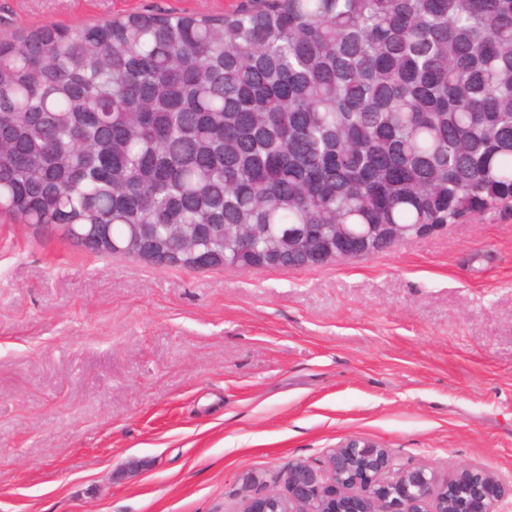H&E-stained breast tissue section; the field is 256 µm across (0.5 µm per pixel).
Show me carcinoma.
<instances>
[{
  "instance_id": "carcinoma-1",
  "label": "carcinoma",
  "mask_w": 512,
  "mask_h": 512,
  "mask_svg": "<svg viewBox=\"0 0 512 512\" xmlns=\"http://www.w3.org/2000/svg\"><path fill=\"white\" fill-rule=\"evenodd\" d=\"M505 203L512 0H249L0 39V213L102 255L303 263L287 235L352 224L378 249Z\"/></svg>"
}]
</instances>
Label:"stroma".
<instances>
[{
	"instance_id": "1",
	"label": "stroma",
	"mask_w": 512,
	"mask_h": 512,
	"mask_svg": "<svg viewBox=\"0 0 512 512\" xmlns=\"http://www.w3.org/2000/svg\"><path fill=\"white\" fill-rule=\"evenodd\" d=\"M244 0H0V38ZM512 485V206L318 266L189 270L0 216V512H239L347 438Z\"/></svg>"
}]
</instances>
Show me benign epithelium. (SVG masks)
I'll list each match as a JSON object with an SVG mask.
<instances>
[{
    "instance_id": "1",
    "label": "benign epithelium",
    "mask_w": 512,
    "mask_h": 512,
    "mask_svg": "<svg viewBox=\"0 0 512 512\" xmlns=\"http://www.w3.org/2000/svg\"><path fill=\"white\" fill-rule=\"evenodd\" d=\"M287 493L245 495L240 512H498L512 496L491 471L463 467L445 479L429 465L401 467L374 440L347 439L321 466L288 464Z\"/></svg>"
}]
</instances>
